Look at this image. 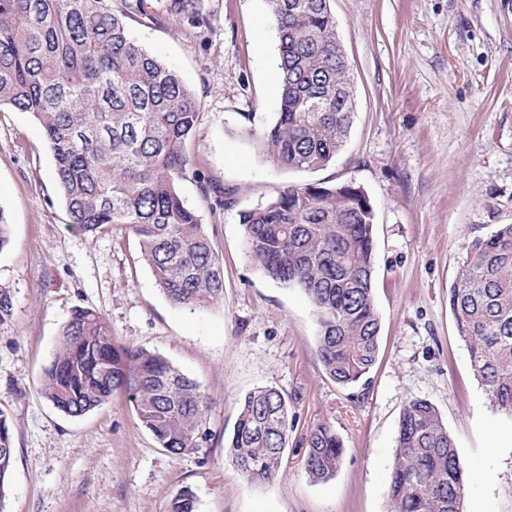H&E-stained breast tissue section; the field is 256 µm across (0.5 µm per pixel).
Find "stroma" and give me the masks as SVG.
Masks as SVG:
<instances>
[{"instance_id": "obj_1", "label": "stroma", "mask_w": 512, "mask_h": 512, "mask_svg": "<svg viewBox=\"0 0 512 512\" xmlns=\"http://www.w3.org/2000/svg\"><path fill=\"white\" fill-rule=\"evenodd\" d=\"M206 30L177 19L129 21L132 37L196 94L187 143L197 167L232 189L214 207L194 181L182 195L224 266V299L173 305L117 226L73 230L52 152L26 112L0 109V210L10 244L0 289L14 303L0 324V413L14 463L6 512H167L190 487L198 512H390L387 477L407 401L439 410L471 479L463 512H512V415L475 379L448 304L469 239L512 224V0H331L354 86L348 141L328 167L281 169L256 137L277 112L278 41L265 0H200ZM351 183L373 207L374 299L381 319L365 382L336 385L317 357L308 298L262 274L239 210L285 186ZM99 313L113 339L156 351L210 399L199 448L173 455L123 395L77 418L39 392L75 309ZM279 389L295 418L278 478L250 484L224 455L239 402ZM331 421L345 452L313 482L303 438Z\"/></svg>"}]
</instances>
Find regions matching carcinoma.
Returning a JSON list of instances; mask_svg holds the SVG:
<instances>
[{
    "label": "carcinoma",
    "instance_id": "carcinoma-1",
    "mask_svg": "<svg viewBox=\"0 0 512 512\" xmlns=\"http://www.w3.org/2000/svg\"><path fill=\"white\" fill-rule=\"evenodd\" d=\"M147 0H0V106L30 113L54 158L70 224L86 233L119 225L139 240L143 260L174 305L204 308L224 297V269L181 193L192 179L223 208L234 193L214 185L186 152L200 104L182 79L135 41L128 20ZM331 0H267L278 36V112L258 147L286 170H319L346 143L353 113L349 68L336 52ZM164 11L209 27L199 0H166ZM311 98L323 112L306 111ZM250 259L270 280L298 288L318 324L317 355L340 386L376 362L380 316L374 301L373 208L359 187L286 186L238 211ZM448 303L473 374L490 404L512 415V224L468 241ZM124 393L141 425L173 455L199 446L209 407L200 386L158 352L114 342L98 313L79 308L44 368L40 394L80 417ZM293 429L288 399L273 387L240 401L226 456L249 483L280 473ZM315 482L341 465L344 446L323 421L304 438ZM11 427L0 413V512L10 492ZM467 474L439 410L412 399L400 416L387 495L391 512H462ZM168 512H197L186 486Z\"/></svg>",
    "mask_w": 512,
    "mask_h": 512
}]
</instances>
